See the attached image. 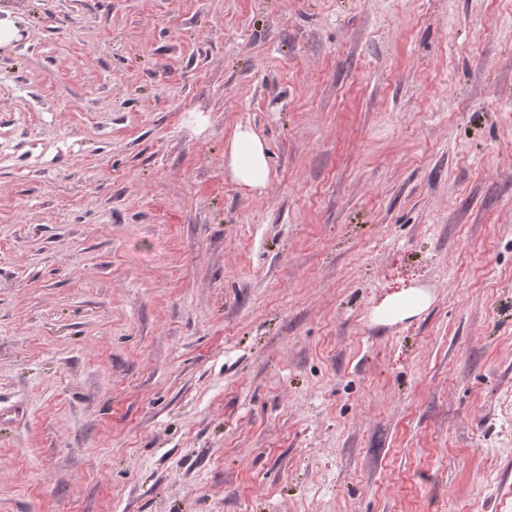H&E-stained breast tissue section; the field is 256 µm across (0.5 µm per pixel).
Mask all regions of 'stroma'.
<instances>
[{"label":"stroma","mask_w":512,"mask_h":512,"mask_svg":"<svg viewBox=\"0 0 512 512\" xmlns=\"http://www.w3.org/2000/svg\"><path fill=\"white\" fill-rule=\"evenodd\" d=\"M0 9V512H512V0ZM224 164L238 184L256 189L266 186L269 165L265 142L251 129H237L228 144ZM429 301V296L422 289L410 288L385 302L378 313L381 317H411L425 309Z\"/></svg>","instance_id":"stroma-1"}]
</instances>
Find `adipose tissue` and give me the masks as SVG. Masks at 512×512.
<instances>
[{
  "mask_svg": "<svg viewBox=\"0 0 512 512\" xmlns=\"http://www.w3.org/2000/svg\"><path fill=\"white\" fill-rule=\"evenodd\" d=\"M224 164L238 184L256 189L269 180L267 149L264 141L251 129H237L228 144Z\"/></svg>",
  "mask_w": 512,
  "mask_h": 512,
  "instance_id": "ef3b65f1",
  "label": "adipose tissue"
}]
</instances>
